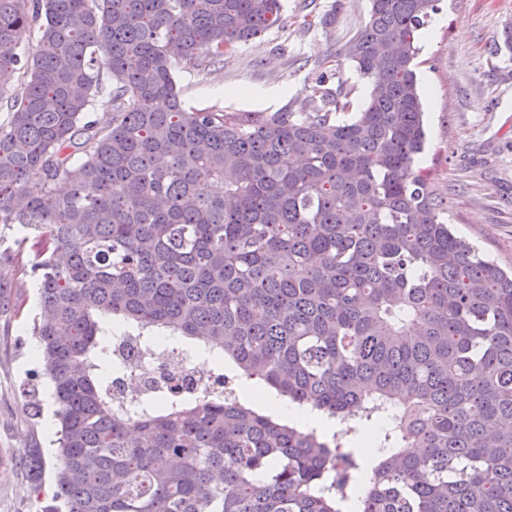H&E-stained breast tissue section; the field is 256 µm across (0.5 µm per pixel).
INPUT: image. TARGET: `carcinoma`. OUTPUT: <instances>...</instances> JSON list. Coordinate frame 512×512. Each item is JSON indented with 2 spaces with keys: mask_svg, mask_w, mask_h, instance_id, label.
Instances as JSON below:
<instances>
[{
  "mask_svg": "<svg viewBox=\"0 0 512 512\" xmlns=\"http://www.w3.org/2000/svg\"><path fill=\"white\" fill-rule=\"evenodd\" d=\"M437 2L370 0L341 50L369 99L341 119L351 93L323 75L314 112L182 103L175 70L261 37L281 0H0V76L27 77L20 98L0 87V225L35 233L60 426L42 512H512V274L455 235L417 165ZM115 323L196 340L347 427L213 388L121 399ZM384 419L361 484L342 438ZM24 466L40 483V452Z\"/></svg>",
  "mask_w": 512,
  "mask_h": 512,
  "instance_id": "1",
  "label": "carcinoma"
}]
</instances>
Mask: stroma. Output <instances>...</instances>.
Returning a JSON list of instances; mask_svg holds the SVG:
<instances>
[{"label": "stroma", "mask_w": 512, "mask_h": 512, "mask_svg": "<svg viewBox=\"0 0 512 512\" xmlns=\"http://www.w3.org/2000/svg\"><path fill=\"white\" fill-rule=\"evenodd\" d=\"M334 0H283L281 22L262 37L225 52L205 70L178 69L175 79L186 106L229 112L304 109L306 89L331 70L329 89L344 86L355 107L365 104L369 85L348 60L329 61L367 22L369 0H343L331 29L321 16ZM512 28V0H439L420 41L417 79L423 87L427 144L419 165L438 192L450 199L447 219L459 235L501 266L512 265V51L500 50ZM250 89L274 92L268 102L247 97ZM35 259L26 248L19 261L0 259V282L11 285L17 312L0 315V512H41L51 505L56 434L51 385L30 332L37 308L35 283L21 269ZM40 391L33 412L23 389ZM40 450L46 471L32 491L20 461Z\"/></svg>", "instance_id": "1"}]
</instances>
